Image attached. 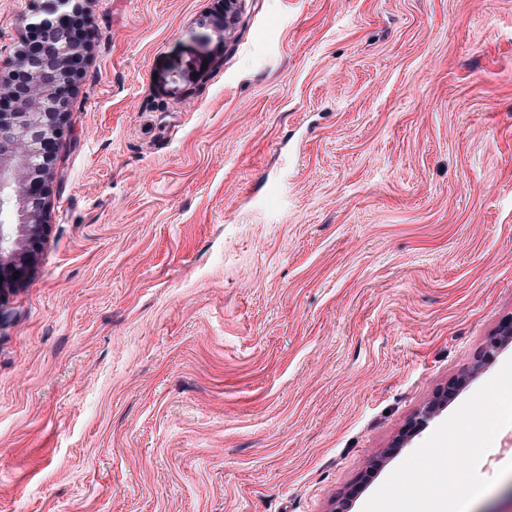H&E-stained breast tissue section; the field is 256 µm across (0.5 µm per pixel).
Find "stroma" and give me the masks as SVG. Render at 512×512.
I'll list each match as a JSON object with an SVG mask.
<instances>
[{
  "label": "stroma",
  "mask_w": 512,
  "mask_h": 512,
  "mask_svg": "<svg viewBox=\"0 0 512 512\" xmlns=\"http://www.w3.org/2000/svg\"><path fill=\"white\" fill-rule=\"evenodd\" d=\"M0 293V512H363L512 359V0H86ZM29 0H0V60ZM461 386L407 442L410 418ZM512 425L472 512H512Z\"/></svg>",
  "instance_id": "35a3bbf8"
}]
</instances>
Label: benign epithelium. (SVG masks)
<instances>
[{"label": "benign epithelium", "mask_w": 512, "mask_h": 512, "mask_svg": "<svg viewBox=\"0 0 512 512\" xmlns=\"http://www.w3.org/2000/svg\"><path fill=\"white\" fill-rule=\"evenodd\" d=\"M0 75V196H15L17 222L0 225V288L14 283L36 259L48 222L51 150L69 132L67 102L92 35L83 0H40ZM0 66V71L5 69ZM436 410L417 413L413 434Z\"/></svg>", "instance_id": "7a95c632"}]
</instances>
